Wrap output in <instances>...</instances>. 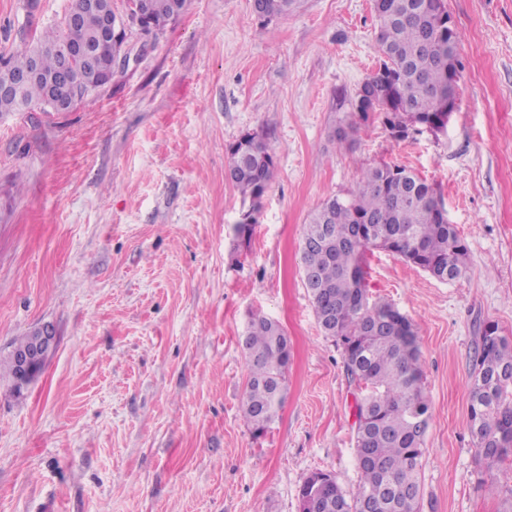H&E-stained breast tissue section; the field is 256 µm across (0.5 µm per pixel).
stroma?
I'll return each mask as SVG.
<instances>
[{
    "label": "stroma",
    "instance_id": "35a3bbf8",
    "mask_svg": "<svg viewBox=\"0 0 512 512\" xmlns=\"http://www.w3.org/2000/svg\"><path fill=\"white\" fill-rule=\"evenodd\" d=\"M70 0H0V56ZM461 33L446 129L397 141L370 119L332 131L381 61L373 0H305L261 23L252 0H189L128 33L130 63L70 112L0 113V358L44 323L57 345L22 393L0 379V512H299L313 472L359 481L358 388L303 284V226L362 169L434 184L467 248L442 282L368 254L370 296L418 327L424 393L419 512H512V464L487 493L467 419L480 329L512 340V0H447ZM275 148L249 244L225 176L244 134ZM288 335L287 395L254 434L243 415L252 316Z\"/></svg>",
    "mask_w": 512,
    "mask_h": 512
}]
</instances>
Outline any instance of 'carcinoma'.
Segmentation results:
<instances>
[{"label":"carcinoma","instance_id":"carcinoma-1","mask_svg":"<svg viewBox=\"0 0 512 512\" xmlns=\"http://www.w3.org/2000/svg\"><path fill=\"white\" fill-rule=\"evenodd\" d=\"M149 26L158 31L186 8L187 0H146ZM303 0H264L259 19L268 23L297 11ZM112 0H70L60 25L34 44L0 57V85L38 64L36 74L9 94L0 112L47 110L63 68L57 49L90 46L72 62L90 77L111 63L113 47L103 37ZM375 40L383 57L350 102L363 122L376 113L391 137L403 140L423 129L448 124V98H457L460 33L450 26L446 0H374ZM359 124L340 120L333 134L340 148L354 142ZM275 168V149L247 133L228 149L227 175L249 202L234 224L235 238L251 241L256 212ZM383 249L403 257L439 281L460 278L467 249L436 188L404 165L380 163L362 170L344 196L324 200L304 225L301 278L318 324L341 348L344 370L361 391L355 399L359 482L345 492L324 472L300 488L304 512H419V471L430 405L422 383L418 331L391 303L371 298L366 288L367 253ZM248 382L243 414L255 432L268 429L283 407L290 345L283 328L251 317L242 342ZM468 429L484 469L485 485L496 489L501 465L512 457V341L488 324L477 337L470 376Z\"/></svg>","mask_w":512,"mask_h":512}]
</instances>
